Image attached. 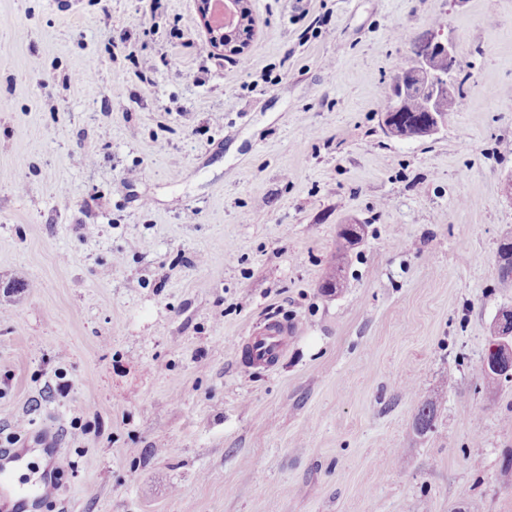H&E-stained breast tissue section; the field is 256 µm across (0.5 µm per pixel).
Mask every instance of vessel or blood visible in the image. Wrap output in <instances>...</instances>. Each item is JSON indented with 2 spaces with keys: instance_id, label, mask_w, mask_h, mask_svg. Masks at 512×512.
<instances>
[{
  "instance_id": "vessel-or-blood-1",
  "label": "vessel or blood",
  "mask_w": 512,
  "mask_h": 512,
  "mask_svg": "<svg viewBox=\"0 0 512 512\" xmlns=\"http://www.w3.org/2000/svg\"><path fill=\"white\" fill-rule=\"evenodd\" d=\"M288 334L287 325L271 321L261 332L243 338L241 346L252 363L271 368L283 356ZM29 454L26 447L0 452V512H36L46 500L47 489L55 484L54 469L50 466L28 474L24 480H15L16 471Z\"/></svg>"
}]
</instances>
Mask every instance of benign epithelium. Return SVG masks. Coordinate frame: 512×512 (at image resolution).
Listing matches in <instances>:
<instances>
[{"label": "benign epithelium", "instance_id": "7a95c632", "mask_svg": "<svg viewBox=\"0 0 512 512\" xmlns=\"http://www.w3.org/2000/svg\"><path fill=\"white\" fill-rule=\"evenodd\" d=\"M214 0H198V14L204 30L206 43L218 55L243 53L250 47L255 29H247L250 0H223L224 17L220 22L211 21V4ZM415 70L402 78L400 84L389 93L391 116L394 123L387 129L402 138L428 137L436 134L447 124L448 115L436 111L435 103L451 95V79L460 62L453 43L432 34L416 43ZM447 57L448 74L441 75L434 68L435 56ZM411 95H422L428 99V121L414 124L407 120L404 112L406 99ZM496 353V369L503 371L512 380V344L493 347Z\"/></svg>", "mask_w": 512, "mask_h": 512}]
</instances>
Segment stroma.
Wrapping results in <instances>:
<instances>
[{
  "mask_svg": "<svg viewBox=\"0 0 512 512\" xmlns=\"http://www.w3.org/2000/svg\"><path fill=\"white\" fill-rule=\"evenodd\" d=\"M251 9L242 58L203 52L196 0H0V448L52 437L37 512H512V383L480 379L512 308V0ZM436 29L464 105L392 137L390 73ZM498 276L504 287H512V236L500 240L496 252ZM288 325L270 321L261 332L246 336L239 344L253 364L274 367L283 356L288 345Z\"/></svg>",
  "mask_w": 512,
  "mask_h": 512,
  "instance_id": "35a3bbf8",
  "label": "stroma"
}]
</instances>
